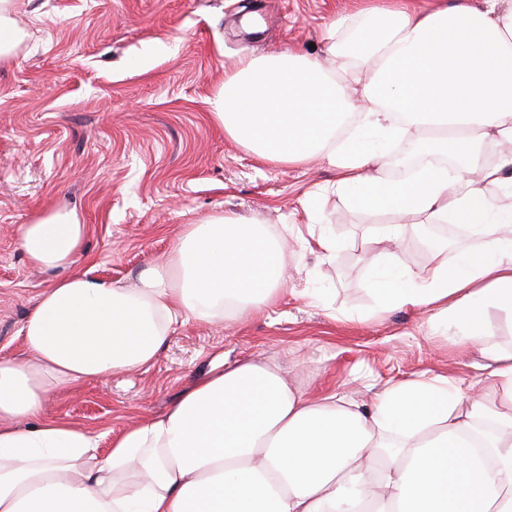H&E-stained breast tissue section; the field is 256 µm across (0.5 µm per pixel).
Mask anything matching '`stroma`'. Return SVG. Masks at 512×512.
Wrapping results in <instances>:
<instances>
[{
    "label": "stroma",
    "instance_id": "stroma-1",
    "mask_svg": "<svg viewBox=\"0 0 512 512\" xmlns=\"http://www.w3.org/2000/svg\"><path fill=\"white\" fill-rule=\"evenodd\" d=\"M363 0H14L25 33L0 61V358L51 277L29 265L15 230L51 210L87 226L78 271L119 282L160 262L183 225L234 215L288 244L276 306L221 323L176 325L140 370L53 393L50 414L94 432L100 448L133 420L166 411L194 380L241 359L287 368L313 396L368 403L420 374L475 378L485 358L461 327L413 309L379 311L363 261L378 230L399 224V258L433 273L421 215L365 210L335 192L327 161L273 165L232 139L211 114L243 57L308 52L336 15ZM321 223L307 227L303 209ZM336 237L330 261L300 246L305 229Z\"/></svg>",
    "mask_w": 512,
    "mask_h": 512
}]
</instances>
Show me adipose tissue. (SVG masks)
<instances>
[{
  "label": "adipose tissue",
  "mask_w": 512,
  "mask_h": 512,
  "mask_svg": "<svg viewBox=\"0 0 512 512\" xmlns=\"http://www.w3.org/2000/svg\"><path fill=\"white\" fill-rule=\"evenodd\" d=\"M319 56L240 60L212 101L225 132L263 160L319 154L336 189L368 209L468 226L484 246L435 252L429 279L396 277L402 227L378 232L370 283L385 306L414 307L488 341L492 305L512 314V0H369L321 36ZM395 119L452 154L403 183L382 154L336 138ZM496 143L479 155L477 137ZM87 227L57 209L17 227L27 261L52 276L0 360V512H512V353L490 350L488 391L430 376L392 384L371 406L309 396L275 364L243 360L200 378L164 413L101 452L90 431L49 416L50 392L154 362L175 325L274 305L282 258L260 225L218 216L184 225L162 266L127 284L76 271Z\"/></svg>",
  "instance_id": "obj_1"
}]
</instances>
